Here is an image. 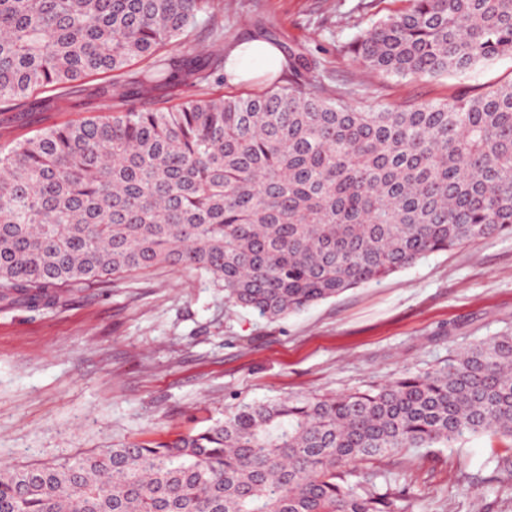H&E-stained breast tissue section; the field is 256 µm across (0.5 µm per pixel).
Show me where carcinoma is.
<instances>
[{"label": "carcinoma", "mask_w": 512, "mask_h": 512, "mask_svg": "<svg viewBox=\"0 0 512 512\" xmlns=\"http://www.w3.org/2000/svg\"><path fill=\"white\" fill-rule=\"evenodd\" d=\"M344 46L399 77L512 56V0H406ZM224 0H0V110L111 73L198 86L220 69L164 51ZM146 65L134 69L133 63ZM51 127L0 153V298L166 264L208 275L231 306L276 321L430 254L512 234V82L478 97L363 110L320 85L202 96L164 112ZM473 436L512 469V333L364 391L242 404L173 439L55 467L0 470V512H408L374 469ZM361 464L351 484L349 467Z\"/></svg>", "instance_id": "cac0c4a2"}]
</instances>
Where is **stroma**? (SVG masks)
Listing matches in <instances>:
<instances>
[{"instance_id":"stroma-1","label":"stroma","mask_w":512,"mask_h":512,"mask_svg":"<svg viewBox=\"0 0 512 512\" xmlns=\"http://www.w3.org/2000/svg\"><path fill=\"white\" fill-rule=\"evenodd\" d=\"M402 0H224V42L204 26L178 61L214 58L266 27L282 50L303 48L310 70L349 103L403 108L512 82V57L463 73L398 77L342 50ZM113 77H87L77 96L39 91L27 112H0V149L70 120L105 114ZM196 93L176 84L128 105L163 111ZM512 331V235L421 259L271 322L227 308L208 276L158 265L29 308L0 300V468L58 466L118 442L168 439L241 404L311 392L340 394L424 370L457 349ZM412 512H512V473L497 469L488 437L382 459Z\"/></svg>"}]
</instances>
